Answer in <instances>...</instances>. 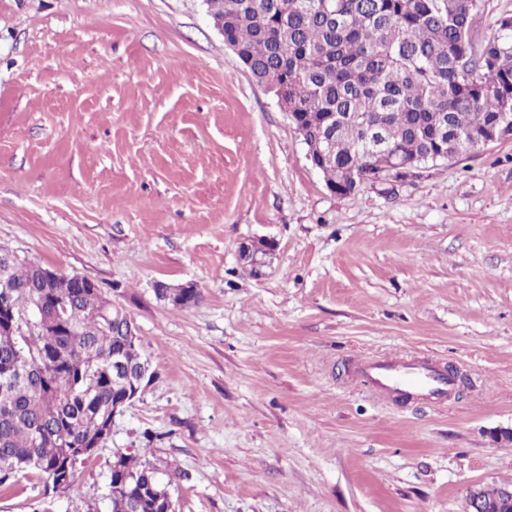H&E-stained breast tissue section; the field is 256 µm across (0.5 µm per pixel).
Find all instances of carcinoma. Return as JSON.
<instances>
[{
    "label": "carcinoma",
    "mask_w": 512,
    "mask_h": 512,
    "mask_svg": "<svg viewBox=\"0 0 512 512\" xmlns=\"http://www.w3.org/2000/svg\"><path fill=\"white\" fill-rule=\"evenodd\" d=\"M478 0H211L224 41L251 61L250 74L288 92L295 128L313 146L330 129L334 161L325 182L381 173L384 152L412 160L439 148L470 152L512 118V18L475 49L471 21ZM39 263L0 271L17 311L45 300L65 305L51 334L25 340L0 329V485L36 474L58 490L76 448L95 437L112 400L131 379L112 375V357L137 373L144 358L128 339L129 315L112 310L102 290L74 275L45 281ZM106 312L108 318L100 317ZM188 479L178 468L121 454L111 473V512H162L170 487ZM482 497L512 512L502 488Z\"/></svg>",
    "instance_id": "carcinoma-1"
}]
</instances>
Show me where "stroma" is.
I'll use <instances>...</instances> for the list:
<instances>
[{"label":"stroma","instance_id":"obj_1","mask_svg":"<svg viewBox=\"0 0 512 512\" xmlns=\"http://www.w3.org/2000/svg\"><path fill=\"white\" fill-rule=\"evenodd\" d=\"M1 247L97 283L156 377L68 488L0 485V512H110L118 451L189 472L177 512L512 487V138L338 196L204 0H0ZM368 356L452 367L456 393L383 400Z\"/></svg>","mask_w":512,"mask_h":512}]
</instances>
